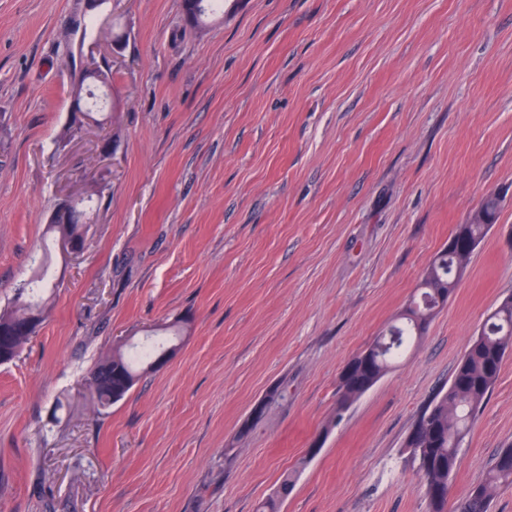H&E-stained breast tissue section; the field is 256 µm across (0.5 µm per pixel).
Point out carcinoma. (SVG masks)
Returning a JSON list of instances; mask_svg holds the SVG:
<instances>
[{"instance_id":"obj_1","label":"carcinoma","mask_w":512,"mask_h":512,"mask_svg":"<svg viewBox=\"0 0 512 512\" xmlns=\"http://www.w3.org/2000/svg\"><path fill=\"white\" fill-rule=\"evenodd\" d=\"M224 6V0H184L188 24L201 27L209 15ZM501 200L496 195L486 197L472 215L468 224H460L443 248L431 261L421 279L420 298L409 303L398 322L390 325L375 345L387 344L383 352L374 353L367 363L355 357L344 366L336 399V413L349 406L369 390L401 357L411 343L421 337L433 318L432 309L438 302L454 293L457 283L454 271L458 264L468 261L489 230L496 224ZM66 219L49 225L53 236L84 244L82 225L78 224L76 209H64ZM29 288L23 297L14 298L13 306L0 310V330L21 326L27 316L40 310L43 293L56 287L50 273L48 259H43L28 280ZM31 335L21 333L8 337L0 345L7 353L1 363L13 360ZM165 342L136 345L127 350L119 346L112 356L99 363L91 372V390L98 403L109 406L126 396L141 374L158 368L154 361ZM512 350V295L504 298L487 317L480 333L472 341L455 368L448 389L436 397L421 413L414 431L408 436L406 447L427 449V462L418 463L417 471L425 487L441 486L445 493L428 499L429 512H489L491 501L499 488L512 485V448L501 449L494 458L485 478L473 486L462 498L451 495V480L455 474L460 441L466 435L476 412L483 405L499 376L504 358ZM288 399V385L271 387L263 408L251 415L240 427V434H248L272 403ZM294 478L283 479L275 497L265 501L260 512H280L282 501L293 487Z\"/></svg>"}]
</instances>
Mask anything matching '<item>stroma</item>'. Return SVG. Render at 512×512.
Masks as SVG:
<instances>
[{"label": "stroma", "mask_w": 512, "mask_h": 512, "mask_svg": "<svg viewBox=\"0 0 512 512\" xmlns=\"http://www.w3.org/2000/svg\"><path fill=\"white\" fill-rule=\"evenodd\" d=\"M89 59L111 101L68 140ZM489 194L426 335L337 412ZM66 195L93 198L84 248L0 364V512H256L290 471L281 512H427L406 439L512 294V0H224L201 30L180 0H0V309ZM171 325L172 360L100 407L91 369ZM510 446L512 355L453 495ZM288 399V385L285 383H279L273 387H271L266 395L265 402L261 410L256 413L252 414L251 417L248 418L246 421L243 422V424L240 427V435H246L248 434L254 422L258 421L263 414L265 413L268 406L272 403L278 402V401H285Z\"/></svg>", "instance_id": "obj_1"}]
</instances>
